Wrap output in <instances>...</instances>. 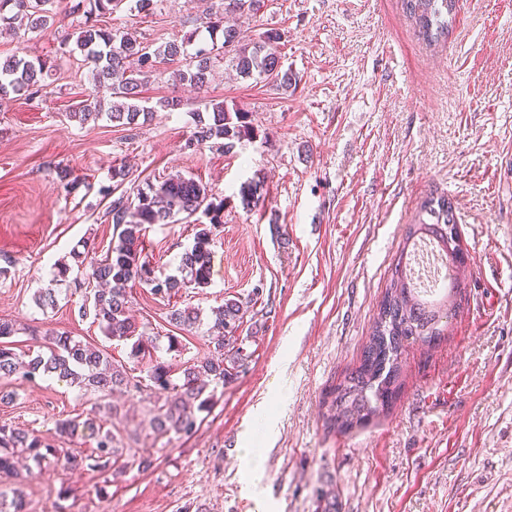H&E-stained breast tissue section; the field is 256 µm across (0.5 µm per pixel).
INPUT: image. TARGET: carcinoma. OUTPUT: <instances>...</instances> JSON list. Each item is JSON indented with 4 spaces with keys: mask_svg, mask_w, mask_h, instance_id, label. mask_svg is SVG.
<instances>
[{
    "mask_svg": "<svg viewBox=\"0 0 512 512\" xmlns=\"http://www.w3.org/2000/svg\"><path fill=\"white\" fill-rule=\"evenodd\" d=\"M54 0H0V28L15 37L31 29H44L53 20L50 6ZM207 28L222 29L223 40L236 42L231 55L222 48L201 44L188 52L193 34L181 40L158 45L144 44L133 35L102 23V18L127 4L130 11L145 17L154 13L157 0H77L72 13L79 16L72 36L74 50L92 66L95 85L111 90L112 105L105 109L98 101L83 104L68 113V118L85 124L107 117L113 124L130 131L138 129L152 111L140 105L141 89L161 65L174 67L175 80L181 84L203 87L209 83L214 67L222 63L242 79L255 76L273 79L287 90L295 80L282 69L271 43L279 34L267 31L259 39L245 35L232 26H222L228 13H256L254 0H217ZM403 11L418 29L420 38L437 43L448 36L456 11V0H402ZM45 62L24 57H6L0 61V98L9 94L30 96L38 93L44 79ZM189 144L231 153L236 142L254 135L245 112L230 111L222 103L211 104L208 118L196 114ZM129 177L123 165L112 166V196L104 213L105 222L116 230L117 241L105 256L90 264L81 279H73L74 288L94 282L93 297L84 299L81 316L91 315L104 337L110 341H132L130 358L141 367L130 368L111 359L108 353L83 342L66 331L48 330L43 339L47 352H16L6 339L17 333L16 324L0 320V379L17 377L32 381L38 377L57 376L76 387L92 392L102 400L115 393L149 389L154 399L149 428L156 438L190 436L211 412L218 389L231 382L248 367L251 354L245 348L248 337L240 336L245 315L254 298L234 296L210 309V317L220 334L211 337L213 353L202 359H190L179 365L166 361L160 352L158 336L137 330L128 315L130 291L134 285L149 289L153 295L171 298L190 289L204 288L211 274L213 236L224 211V199L214 202L208 190L192 178L176 176L148 187L132 201L119 191ZM205 208L209 223L195 225L193 243L181 255L180 275H154L151 263L142 256L143 238L153 224H165L179 214L188 217ZM458 237L454 206L444 196L428 197L420 205L417 222L410 225L406 242L386 285L369 341L356 366L346 371L330 387L322 400V417L333 430L348 431L389 410L402 385V358L413 344L430 346L445 337L442 322L456 308L455 297L461 284L451 279L434 301L422 297L414 278L412 261L415 249L423 243L436 247L440 258L453 268L459 260L449 251L457 247ZM168 324L192 332L201 324L200 309L172 308ZM55 441H48L27 430L3 422L0 424V478L23 481L16 459L23 457L42 469L52 463L69 469H99L122 473L129 459L138 458L147 469L151 456H136L130 448L119 445L117 435L107 429L97 416L68 417L56 421ZM95 443L92 454L84 455L67 444L75 438ZM0 512H29L23 491L16 488L12 497L0 493Z\"/></svg>",
    "mask_w": 512,
    "mask_h": 512,
    "instance_id": "obj_1",
    "label": "carcinoma"
}]
</instances>
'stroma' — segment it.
Returning <instances> with one entry per match:
<instances>
[{"mask_svg":"<svg viewBox=\"0 0 512 512\" xmlns=\"http://www.w3.org/2000/svg\"><path fill=\"white\" fill-rule=\"evenodd\" d=\"M56 22L0 37V58L47 60L43 90L0 100V318L16 348L32 331L58 329L129 363L128 344L106 339L79 314L82 292L55 275L87 242L104 254L113 228L102 214L112 167L130 163L129 197L181 176L224 199L208 287L165 301L137 288L138 326L166 335L170 306L209 313L225 298L256 294L246 315L256 335L246 373L225 385L192 437L140 441L153 465L130 463L106 480L89 469L46 467L23 491L30 512H318L321 491L337 512H512V0H458L447 40L423 42L400 0H265L238 24L253 38L275 30L295 87L217 72L207 86L173 83L161 69L142 92L149 118L136 132L68 112L94 86L81 55H68L75 0ZM204 0H160L153 15L120 8L108 25L147 44L197 31ZM179 97L180 109L158 107ZM249 112L254 137L233 153L193 150L194 114L207 103ZM66 169L76 185L57 177ZM260 184L256 207L240 189ZM447 196L466 254L464 293L445 340L403 356L399 397L368 425L326 429L321 402L354 367L421 202ZM194 219L153 225L144 254L167 275L191 246ZM55 305L38 306L40 291ZM6 421L44 438L55 422L95 411L97 398L55 377L0 380ZM108 416L114 433L146 430L153 402L131 391ZM259 449L262 460L245 457Z\"/></svg>","mask_w":512,"mask_h":512,"instance_id":"obj_1","label":"stroma"}]
</instances>
